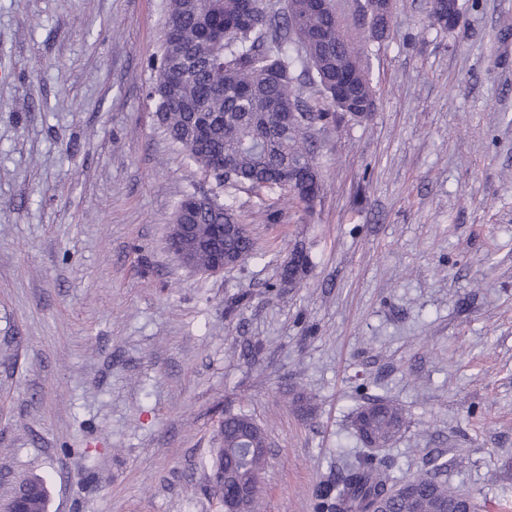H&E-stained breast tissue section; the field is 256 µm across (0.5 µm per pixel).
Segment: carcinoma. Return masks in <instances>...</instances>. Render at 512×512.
<instances>
[{"label":"carcinoma","mask_w":512,"mask_h":512,"mask_svg":"<svg viewBox=\"0 0 512 512\" xmlns=\"http://www.w3.org/2000/svg\"><path fill=\"white\" fill-rule=\"evenodd\" d=\"M260 0H167V26L158 75L149 97L156 102L160 126L197 169L220 185L254 193L278 189L289 201L310 210L319 192V172L307 144V130L345 115L363 118L371 111L373 90L360 59V45L373 39L364 29L352 34L336 7L316 8L311 0H285L283 11L257 7ZM316 83L330 110L299 111L296 83L301 76ZM192 210L195 235L209 237L220 224H237L229 203L194 206L185 195L177 209ZM234 257L255 254L249 232L232 243ZM245 414L224 416V446L214 465L224 466L226 485L250 486L233 503L235 512H258L260 475L267 457L252 452L268 444L265 430L251 423L240 432ZM358 439L370 449L393 442L405 425L403 409L376 399L358 409L351 421ZM445 464L394 481L385 462L369 453L327 484L319 512H461L466 496L448 490L440 479ZM39 491L36 512H46L43 481L25 477L12 492Z\"/></svg>","instance_id":"cac0c4a2"}]
</instances>
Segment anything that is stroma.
<instances>
[{
	"label": "stroma",
	"instance_id": "35a3bbf8",
	"mask_svg": "<svg viewBox=\"0 0 512 512\" xmlns=\"http://www.w3.org/2000/svg\"><path fill=\"white\" fill-rule=\"evenodd\" d=\"M461 5L448 30L397 0L364 44L376 106L313 130L308 213L165 136L164 0H0V500L35 474L47 512H223L219 425L245 413L262 512H316L384 398L408 419L379 453L394 477L439 454L476 512H512V0ZM195 190L232 199L255 256L176 258Z\"/></svg>",
	"mask_w": 512,
	"mask_h": 512
}]
</instances>
